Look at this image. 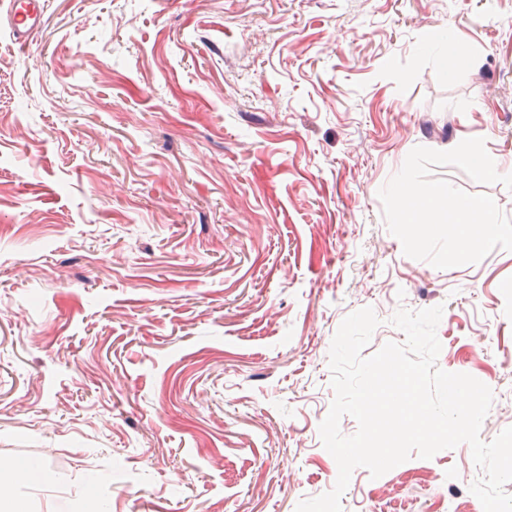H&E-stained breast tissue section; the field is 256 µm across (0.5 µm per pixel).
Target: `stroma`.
<instances>
[{
    "mask_svg": "<svg viewBox=\"0 0 512 512\" xmlns=\"http://www.w3.org/2000/svg\"><path fill=\"white\" fill-rule=\"evenodd\" d=\"M468 138L512 163V0H45L26 50L0 0V495L295 512L335 485L329 350L365 307L368 357L443 306L438 367L492 389L483 440L512 426V251L437 269L378 197ZM480 476L464 443L359 467L342 512H452Z\"/></svg>",
    "mask_w": 512,
    "mask_h": 512,
    "instance_id": "obj_1",
    "label": "stroma"
}]
</instances>
